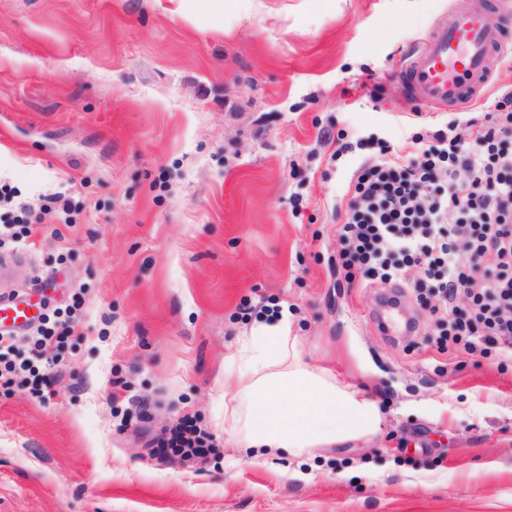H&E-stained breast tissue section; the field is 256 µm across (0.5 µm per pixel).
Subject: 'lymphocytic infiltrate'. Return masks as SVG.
<instances>
[{"instance_id":"f902f5d3","label":"lymphocytic infiltrate","mask_w":512,"mask_h":512,"mask_svg":"<svg viewBox=\"0 0 512 512\" xmlns=\"http://www.w3.org/2000/svg\"><path fill=\"white\" fill-rule=\"evenodd\" d=\"M473 127L471 138L463 126ZM407 160L368 139L337 143L333 159L357 152L345 218L337 229L347 279L361 275L407 288L431 307L448 351L504 339L512 352V88H502L483 122L454 117L417 138ZM40 208L0 184V247L19 246L43 215L74 223L80 203L57 192ZM465 306H458V299ZM78 303L43 315L24 340L0 335V386L42 391L44 369L77 330Z\"/></svg>"}]
</instances>
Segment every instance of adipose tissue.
Listing matches in <instances>:
<instances>
[{
    "instance_id": "obj_1",
    "label": "adipose tissue",
    "mask_w": 512,
    "mask_h": 512,
    "mask_svg": "<svg viewBox=\"0 0 512 512\" xmlns=\"http://www.w3.org/2000/svg\"><path fill=\"white\" fill-rule=\"evenodd\" d=\"M291 313L242 337L230 366L241 383V404L230 417L250 448H282L299 456L323 444L373 434L379 414L336 383L307 369Z\"/></svg>"
}]
</instances>
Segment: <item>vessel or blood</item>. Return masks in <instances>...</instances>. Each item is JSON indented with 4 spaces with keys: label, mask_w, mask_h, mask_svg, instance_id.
Returning a JSON list of instances; mask_svg holds the SVG:
<instances>
[{
    "label": "vessel or blood",
    "mask_w": 512,
    "mask_h": 512,
    "mask_svg": "<svg viewBox=\"0 0 512 512\" xmlns=\"http://www.w3.org/2000/svg\"><path fill=\"white\" fill-rule=\"evenodd\" d=\"M500 46V33L489 25L484 7L449 12L429 32L425 46L404 58L400 76L408 98L435 110L471 105L490 83ZM46 285L42 279L26 296L0 297V332L30 328L41 313Z\"/></svg>",
    "instance_id": "b4317fda"
}]
</instances>
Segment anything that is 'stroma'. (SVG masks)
Returning a JSON list of instances; mask_svg holds the SVG:
<instances>
[{"instance_id":"obj_1","label":"stroma","mask_w":512,"mask_h":512,"mask_svg":"<svg viewBox=\"0 0 512 512\" xmlns=\"http://www.w3.org/2000/svg\"><path fill=\"white\" fill-rule=\"evenodd\" d=\"M473 0H0V181L80 201L34 225L16 288L84 299L48 393L0 388V512H512V356L442 351L435 317L391 338L381 285L346 283L337 229L358 165L447 112L400 61ZM288 307L309 365L373 399V436L291 456L224 419L226 365ZM188 417L196 464L151 440Z\"/></svg>"}]
</instances>
